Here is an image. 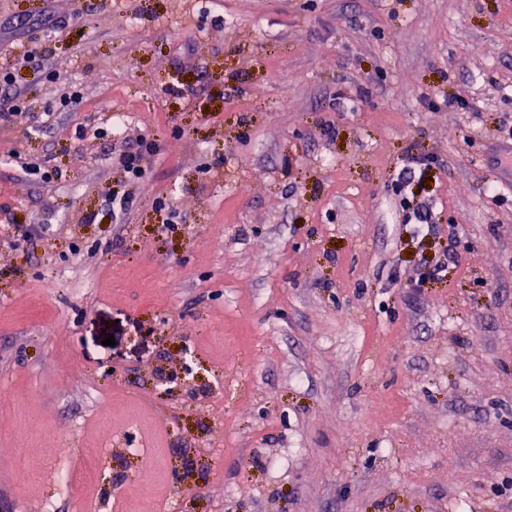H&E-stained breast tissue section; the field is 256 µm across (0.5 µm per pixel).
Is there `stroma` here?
Wrapping results in <instances>:
<instances>
[{
  "label": "stroma",
  "mask_w": 512,
  "mask_h": 512,
  "mask_svg": "<svg viewBox=\"0 0 512 512\" xmlns=\"http://www.w3.org/2000/svg\"><path fill=\"white\" fill-rule=\"evenodd\" d=\"M35 44L0 85V225L44 231L0 240V512H512V0H0V68ZM116 113L159 146L135 185Z\"/></svg>",
  "instance_id": "obj_1"
}]
</instances>
